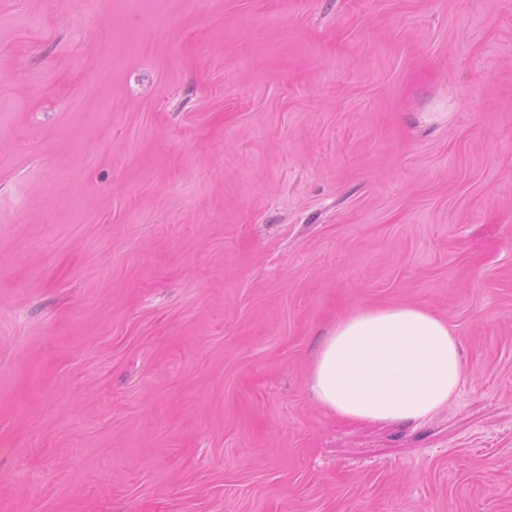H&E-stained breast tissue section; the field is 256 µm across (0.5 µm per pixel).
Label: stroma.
Wrapping results in <instances>:
<instances>
[{"mask_svg":"<svg viewBox=\"0 0 512 512\" xmlns=\"http://www.w3.org/2000/svg\"><path fill=\"white\" fill-rule=\"evenodd\" d=\"M402 304L454 399L328 412ZM0 512H512V0H0ZM463 374L460 342L445 319L412 305L361 307L320 344L309 386L336 416L411 422L448 405Z\"/></svg>","mask_w":512,"mask_h":512,"instance_id":"35a3bbf8","label":"stroma"}]
</instances>
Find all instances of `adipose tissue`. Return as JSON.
Wrapping results in <instances>:
<instances>
[{"label": "adipose tissue", "instance_id": "adipose-tissue-1", "mask_svg": "<svg viewBox=\"0 0 512 512\" xmlns=\"http://www.w3.org/2000/svg\"><path fill=\"white\" fill-rule=\"evenodd\" d=\"M463 374L460 342L445 319L412 305L361 307L320 344L309 386L336 416L411 422L448 405Z\"/></svg>", "mask_w": 512, "mask_h": 512}]
</instances>
